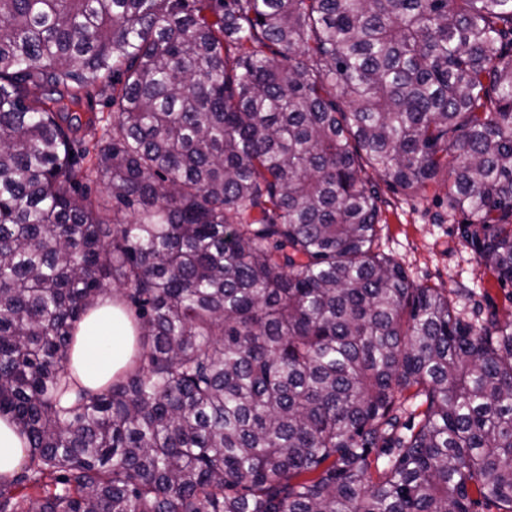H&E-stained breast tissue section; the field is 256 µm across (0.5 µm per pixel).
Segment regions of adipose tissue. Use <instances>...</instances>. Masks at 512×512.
I'll return each instance as SVG.
<instances>
[{"label": "adipose tissue", "instance_id": "1", "mask_svg": "<svg viewBox=\"0 0 512 512\" xmlns=\"http://www.w3.org/2000/svg\"><path fill=\"white\" fill-rule=\"evenodd\" d=\"M137 330L122 307L109 296L100 297L75 331L72 366L91 389L104 386L134 352ZM27 440L9 416H0V474L16 472Z\"/></svg>", "mask_w": 512, "mask_h": 512}]
</instances>
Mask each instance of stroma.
<instances>
[{
    "label": "stroma",
    "mask_w": 512,
    "mask_h": 512,
    "mask_svg": "<svg viewBox=\"0 0 512 512\" xmlns=\"http://www.w3.org/2000/svg\"><path fill=\"white\" fill-rule=\"evenodd\" d=\"M381 197L378 249L399 262L409 280L449 292L458 308L512 316V287L497 282L458 231L466 212L448 209V177L439 175L423 191L396 192L375 179Z\"/></svg>",
    "instance_id": "obj_1"
}]
</instances>
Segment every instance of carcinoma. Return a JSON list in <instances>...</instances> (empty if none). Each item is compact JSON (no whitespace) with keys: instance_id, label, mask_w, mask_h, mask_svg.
Masks as SVG:
<instances>
[{"instance_id":"obj_1","label":"carcinoma","mask_w":512,"mask_h":512,"mask_svg":"<svg viewBox=\"0 0 512 512\" xmlns=\"http://www.w3.org/2000/svg\"><path fill=\"white\" fill-rule=\"evenodd\" d=\"M368 168L512 285V0H0V512H512V321L377 252ZM137 334L120 304L100 297L74 335L72 366L80 381L94 390L104 386L131 359ZM27 446L18 425L9 416H0V474L11 475L20 470Z\"/></svg>"}]
</instances>
